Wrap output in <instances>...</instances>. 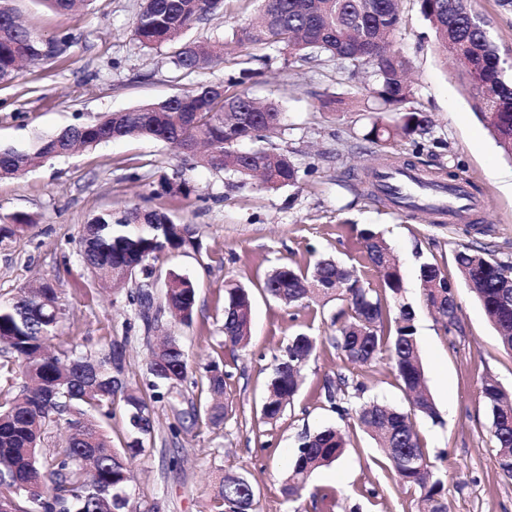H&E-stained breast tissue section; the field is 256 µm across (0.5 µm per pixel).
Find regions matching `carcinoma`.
<instances>
[{
	"label": "carcinoma",
	"mask_w": 512,
	"mask_h": 512,
	"mask_svg": "<svg viewBox=\"0 0 512 512\" xmlns=\"http://www.w3.org/2000/svg\"><path fill=\"white\" fill-rule=\"evenodd\" d=\"M13 0H0V85L11 84L27 63L64 56L72 35L62 31L51 38L22 24ZM60 15L90 4V0H42ZM438 45L462 64L457 80L474 91L473 109L503 151L512 156V81L506 79L512 62L502 57L486 19L470 0H418ZM223 0H144L134 22L141 47L172 48L175 71L186 75L211 69L227 55L239 57V77L208 81L162 102L111 112L99 120L70 125L42 139L32 151L0 148V178H10L45 162L64 157L77 147H95L114 140L146 138L175 145L190 166H203L230 177L261 180V187L279 190L300 180V167L286 152L262 145L267 134L282 128V112L273 102L261 103L237 87L257 71L250 67L253 48L287 50L293 62L320 64L339 60L350 76L367 69L373 78L372 93L384 106L398 111L386 122L378 117L364 139L386 147L397 139L429 133L434 120L412 105L408 81L409 62L398 46L396 34L403 18L400 0H263L260 17L236 26L229 41H198L187 33L217 14ZM164 192L191 194L181 172L162 179ZM37 223L35 216L16 212L0 216V244ZM195 229L178 224L163 211L137 207L118 213L95 215L83 227L79 255L97 286L106 291L127 290L129 305L144 333L158 328L168 314L190 324L196 305V288L187 277L168 273L164 292L154 296L146 283L157 281L155 262L166 251L192 242ZM367 261L376 269L381 289L364 285L354 271L332 258L317 260L302 270L282 266L268 273L263 289L286 306L315 299L325 304L341 302L334 317L336 349L351 364H370L385 356L401 380L411 408L433 420L438 411L425 387V373L415 338V311L402 296V276L392 248L382 234L362 233ZM461 279L483 305L499 330L502 344L512 349V266L502 264L480 247L464 245L455 256ZM127 275L112 279V269ZM420 286L426 306L448 320L446 329L462 331L454 290L440 269L420 266ZM390 294L394 311L386 309L380 291ZM224 337L233 346L244 345L252 335L251 295L244 286L224 284ZM66 307L58 288L43 282L32 292L0 301V346L9 353L0 362V377L7 385L22 379L19 390L0 402V502L11 512H123L129 462L145 452L143 438L151 434L150 407L140 391L123 385L125 343L111 340L100 352H82L75 346L50 348ZM317 349V339L305 333L289 338L275 358L273 377L262 406V416L276 420L299 388L300 372ZM149 388L157 399L175 406L184 398L190 380L189 355L180 340L168 337L149 352ZM208 391L224 393V372L215 364L209 370ZM349 385L337 374L336 385L325 386V399L344 417L355 415L369 435L382 444L397 480L415 488L419 512H447L443 480L421 446L408 413L376 400L350 406ZM122 394L131 440L120 453L104 423L112 418L116 394ZM481 396L492 417L496 461L512 478V401L495 378L481 382ZM207 418L218 426L229 414V405L208 404ZM72 430L67 444L48 452L41 444L60 422ZM346 441L335 429L302 437L298 454L283 492L295 502L306 490L311 474L338 460ZM215 512H256L255 492L248 479L226 472L215 493Z\"/></svg>",
	"instance_id": "1"
}]
</instances>
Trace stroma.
I'll use <instances>...</instances> for the list:
<instances>
[{"instance_id": "1", "label": "stroma", "mask_w": 512, "mask_h": 512, "mask_svg": "<svg viewBox=\"0 0 512 512\" xmlns=\"http://www.w3.org/2000/svg\"><path fill=\"white\" fill-rule=\"evenodd\" d=\"M15 7L45 37L66 31L73 44L58 59L27 67L13 84L0 88V147L35 149L40 138L93 121L105 112L157 102L202 81L223 78L235 68L226 58L216 68L175 78L170 47L140 48L134 22L140 0H94L89 10L58 15L41 0H15ZM259 0H224L223 12L192 32L200 40H231L235 26L253 17ZM489 23L501 55H512V11L498 0H472ZM403 25L397 41L412 64L414 104L431 113L434 125L425 148L410 141L388 149L363 139L374 114L365 77L349 78L343 64L328 61L292 67L279 51L255 50L253 68L261 82L246 84L255 98L275 101L284 131L274 139L303 169L297 186L265 191L227 179L206 167L185 171L194 187L189 197L158 195L162 176L181 168L180 154L146 139L116 140L82 149L11 179L0 180V215L26 212L37 224L0 248V301L41 279L56 280L67 304L58 333L90 350L126 338L123 383L150 399L154 429L135 458L131 506L146 512H214V496L224 472L245 475L255 489L258 512H415L418 493L399 485L376 442L349 416L326 401L323 385L345 375L362 383L369 398L408 409L396 371L387 360L344 364L331 344L335 303L288 307L268 296L261 284L272 269L305 268L332 257L356 270L364 284L377 286L368 267L361 234H383L400 263L403 294L415 310L416 340L425 385L439 421L415 413L411 421L421 445L445 482L449 512H512V480L495 459L491 415L481 394L490 375L512 393V351L505 349L483 306L460 279L455 255L461 245L486 248L512 264V159L505 156L472 109L471 93L460 86L453 65L439 47L417 0H402ZM431 174L455 173L480 202L469 222L488 234L466 233L465 225L443 224L424 214H402L372 195L369 175L387 156ZM182 169V168H181ZM137 179H130V171ZM137 206L160 209L193 225L197 243L160 256L159 276L176 272L196 286L191 325L163 317L160 332L177 336L189 353L197 381L178 411L157 401L148 387L147 356L160 332L135 327V311L125 294L95 286L78 254L83 224L100 212ZM468 222V223H469ZM437 266L455 288L462 330L450 333L427 308L419 265ZM237 282L252 293V336L246 346L224 340V284ZM132 330H125V323ZM316 337L318 349L303 371V383L278 420L265 423L260 409L275 356L289 336ZM224 371V398L234 413L213 426L195 407L208 392L199 388L206 366ZM337 428L348 437L342 457L315 471L309 486L322 494L291 502L282 488L299 439Z\"/></svg>"}]
</instances>
